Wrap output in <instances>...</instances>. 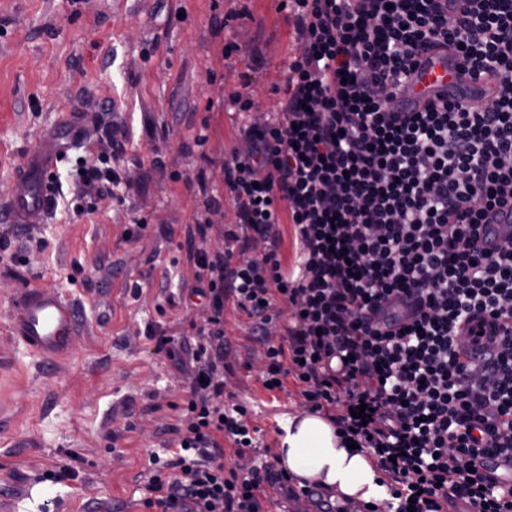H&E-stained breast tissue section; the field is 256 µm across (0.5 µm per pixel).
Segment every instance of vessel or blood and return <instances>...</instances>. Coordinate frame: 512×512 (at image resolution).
I'll return each instance as SVG.
<instances>
[{
  "instance_id": "1",
  "label": "vessel or blood",
  "mask_w": 512,
  "mask_h": 512,
  "mask_svg": "<svg viewBox=\"0 0 512 512\" xmlns=\"http://www.w3.org/2000/svg\"><path fill=\"white\" fill-rule=\"evenodd\" d=\"M460 63L458 56L441 50L424 54L398 95L403 111L418 112L428 102L446 98L476 101L484 97L489 91L486 80L461 79ZM65 150V141L47 137L27 152L12 182L10 223H44L52 202L49 177ZM75 326V309L61 291L27 287L13 301L11 335L43 358L70 356L74 350Z\"/></svg>"
}]
</instances>
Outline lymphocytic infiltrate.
<instances>
[{"label":"lymphocytic infiltrate","instance_id":"obj_1","mask_svg":"<svg viewBox=\"0 0 512 512\" xmlns=\"http://www.w3.org/2000/svg\"><path fill=\"white\" fill-rule=\"evenodd\" d=\"M300 52L274 117L246 124L223 168L234 221L224 247L191 232L197 296L210 310L190 348L183 428L148 480L146 512H261L268 491L314 497L262 462L245 405L224 400L226 301L262 341L263 388L298 384L312 410L370 449L389 512H512V481L484 463L512 457V235L487 231L512 210V0H280ZM443 46L492 83L476 103L402 112L396 92L422 51ZM110 151L78 183L102 197L121 177ZM294 230L288 269L278 225ZM417 304L410 320L390 310ZM287 305L279 339L268 327ZM367 405L365 419L352 416Z\"/></svg>","mask_w":512,"mask_h":512}]
</instances>
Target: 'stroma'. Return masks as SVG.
Instances as JSON below:
<instances>
[{
  "mask_svg": "<svg viewBox=\"0 0 512 512\" xmlns=\"http://www.w3.org/2000/svg\"><path fill=\"white\" fill-rule=\"evenodd\" d=\"M278 5L0 0V490L28 474L18 512L47 502L54 512H142L153 457L188 398L185 347L209 316L192 294L189 230L208 217L206 247L223 249L234 220L223 165L243 149L244 124L275 112L298 53ZM70 111L86 115L89 134L54 170L56 210L41 224L9 223L14 169ZM107 134L123 146L113 166L125 183L101 200L79 196L77 160H94ZM27 285L73 302L70 357L43 360L10 335L12 299ZM223 321L225 390L276 446L279 417L306 402L292 382L262 388L263 348L233 302ZM151 329L172 337L170 350H157Z\"/></svg>",
  "mask_w": 512,
  "mask_h": 512,
  "instance_id": "obj_1",
  "label": "stroma"
}]
</instances>
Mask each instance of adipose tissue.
Instances as JSON below:
<instances>
[{"label": "adipose tissue", "instance_id": "adipose-tissue-1", "mask_svg": "<svg viewBox=\"0 0 512 512\" xmlns=\"http://www.w3.org/2000/svg\"><path fill=\"white\" fill-rule=\"evenodd\" d=\"M281 428L278 462L296 484H319L338 500H388L371 455L343 445L335 425L323 414L297 413L284 418Z\"/></svg>", "mask_w": 512, "mask_h": 512}]
</instances>
